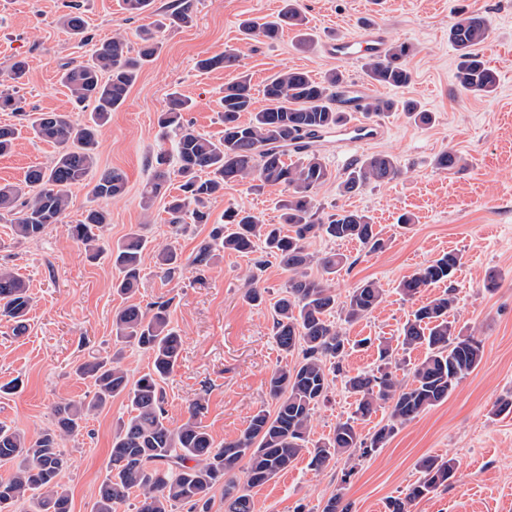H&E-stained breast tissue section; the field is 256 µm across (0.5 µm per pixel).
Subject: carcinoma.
Segmentation results:
<instances>
[{"instance_id":"obj_1","label":"carcinoma","mask_w":512,"mask_h":512,"mask_svg":"<svg viewBox=\"0 0 512 512\" xmlns=\"http://www.w3.org/2000/svg\"><path fill=\"white\" fill-rule=\"evenodd\" d=\"M298 32V45L313 43L306 32L305 16L299 0H284L276 19L258 23L246 20L242 29L248 36L277 40L284 29ZM489 37L485 16L463 9L457 12L448 38L457 50L456 80L475 96H488L497 87V75L477 46ZM159 50L155 33L144 28L139 47L131 54L124 37L93 45L90 59L64 66L61 83L67 88L75 108L90 110V119L81 122L68 112H28L25 101L15 93L0 90V110H8L22 120L40 140L52 143L56 155L47 167L33 166L18 185L0 187V220L12 225L15 238L34 241L46 229L61 221L71 204L70 190L82 185L96 171L98 127L120 108L141 68ZM410 47L405 43L387 44L384 55L364 58L368 78L384 88L404 87L413 80L406 64ZM238 55L228 50L197 61L198 69H232ZM345 83L342 72L332 70L317 80L307 72L282 70L269 77L261 93L265 105L254 107L255 89L251 78L240 75L224 85L219 117L224 135L213 140L198 133L185 118L191 101L178 91L168 95L165 107L157 113V125L174 136L175 158L159 153L154 173L141 193L144 208L161 196L167 178L166 167L173 164L181 177L179 193L170 196L166 212L175 232L186 229L185 219L205 224L207 204L224 194V186L248 183L250 189L281 186L287 197L279 201L280 223L265 224L246 208L224 210V223L215 225L209 240L202 243L191 265L203 267L222 248L249 255L261 251L288 272L285 295L273 304V336L280 351L294 353L299 360L290 368L278 366L267 379L269 394L275 400L274 412L254 414L242 435L215 446L211 435L193 420L177 428L166 422L162 382L178 366L182 339L171 326L170 301H155L148 307L128 305L113 318L114 341L132 343L147 352L151 368L130 382L117 357L94 356L78 364L76 374L93 381L92 395L68 400L53 408L55 428L28 439L19 430L0 423V467L10 466L9 476L0 478V512H71V499L59 478L67 464L61 440L83 428L88 417L115 397L129 401L130 415L120 420L112 436L109 457L110 476L99 486L94 512H116L130 492H137L135 512H210V493L217 482L246 463L245 484L230 479L224 483V512H253L250 489L262 486L288 468L301 456L309 455L315 472L327 468L343 454L360 452L369 456L383 447L397 427L443 403L459 382L483 358L481 340L465 336L451 318L456 297L453 288L427 301L403 327V349L425 350L424 358L413 366L404 382L391 369L394 349L377 345L381 365L372 372L351 374L343 369L349 341L341 327L331 320L337 312L347 324L369 316L384 298V289L375 281L354 288L346 300L338 299L331 276L348 261L341 253L317 255L309 251L310 241L327 237L336 241L358 242L372 251L383 247L380 232L371 216L359 210L340 209L326 214L317 203V190L332 173L324 158L302 143L305 136L327 133L346 125L351 114L336 107V92ZM402 109L418 126H430L435 115L412 100L397 102L374 98L364 104L363 117L373 121ZM250 114L246 122L243 114ZM17 127L0 125V155L8 153L16 139ZM298 159L287 162L288 153ZM461 161L460 155L444 150L435 158V168L448 171ZM401 175L393 156L371 153L355 159L345 170L341 192L356 195L368 187L389 184ZM127 180L118 169L98 173L92 187L96 198H117L126 193ZM107 214L87 210L83 219L69 226L70 236L96 260L108 255L120 273L113 284L119 295L136 291L144 253L149 240L140 229L131 230L115 247L102 242ZM289 230H284V227ZM157 263L167 273L181 265V254L170 242L155 251ZM462 256L455 251L442 253L399 282L398 290L414 299L424 289L451 280ZM318 266L323 277L309 273ZM245 298L257 305L265 302L267 290L258 278L249 277ZM31 305L26 284L12 271L0 269V316L25 329ZM344 379L346 388L358 396L354 412L336 424L332 436L309 445L311 421L319 404L328 396L329 375ZM388 409L387 423L371 434H363L359 423L380 408ZM452 459H427L420 477L402 497L388 502V512H408L415 500L448 486L455 475Z\"/></svg>"}]
</instances>
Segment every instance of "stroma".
<instances>
[{
	"mask_svg": "<svg viewBox=\"0 0 512 512\" xmlns=\"http://www.w3.org/2000/svg\"><path fill=\"white\" fill-rule=\"evenodd\" d=\"M178 2L155 0L151 13L131 18L122 0H0V90L15 89L28 109L37 112L70 109L60 70L90 54L89 45L63 24L72 4H79L94 39L119 33L134 49L138 30L155 25L160 41L125 103L98 130V167L121 169L127 177L126 194L103 200L93 198L88 186L73 187L64 221L50 225L35 241L14 242L10 225L0 221V267L18 274L33 298L24 333H15L10 322L0 320V383L15 378L23 382L15 393L0 396V422L31 439L50 428L55 403L83 398L90 389L74 365L112 352L116 312L130 304L147 306L160 297L170 299L171 322L183 341L180 364L164 385L169 425L196 418L220 445L237 438L259 410H273L266 380L276 366L295 362L280 352L272 332L271 304L281 296L287 273L275 261L262 268L260 284L268 290L267 302L257 306L244 297L252 258L219 250L201 270L188 259L208 239L212 225L223 223L227 208L243 207L265 223H279L283 188L254 192L244 184L227 186L223 196L210 202L208 223L188 225L178 236L163 200L143 210L140 192L153 174L151 160L173 149L172 138L156 125V114L170 92L190 97L193 107L187 119L197 131L218 139L224 131L219 99L236 72L249 74L259 90L268 77L288 68L317 79L339 70L348 83L364 85L366 98L413 99L436 117L432 126L423 128L394 111L380 118L382 134L375 142L347 154L339 152L332 138L319 146L334 175L318 191L320 206L327 212H366L384 242L374 252L325 237L310 243L311 252L347 256L333 281L339 298L368 280L385 290L380 306L347 326L346 333L353 340L371 336L396 342L419 306L399 294L398 283L439 254L455 251L462 264L451 284L428 288L424 298L454 288L453 315L458 326L482 341L483 359L445 402L398 427L371 455L339 457L321 472L310 470L303 456L288 471L253 488L254 512H322L337 494L350 512H387V501L416 480L419 463L428 456L453 459L456 475L448 486L416 500L409 512H512V413L493 412L498 399L512 397V0H301L316 37L306 50L297 47L289 29L273 42L241 31L243 20L275 16L282 0H191L193 20L185 26L169 20ZM463 6L490 23V38L480 51L496 71L498 85L488 97L465 92L456 83L457 52L448 29ZM367 21L382 28L387 41L410 46L407 63L414 79L408 86L370 84L361 60L325 53V42L353 38ZM227 50L237 53V70L197 69L198 59ZM20 59L27 63L26 74L16 82L9 67ZM448 148L461 155L460 165L436 170V155ZM54 152L52 144L20 128L11 152L0 156V185L21 183L30 166L49 165ZM374 152L392 155L401 176L351 197L343 195L338 176L354 158ZM89 208L107 212L104 236L110 243L138 226L151 244L176 240L182 266L166 277L153 252H146L137 291L117 295L112 283L118 272L109 259L88 260L69 233ZM404 212L413 218L406 228L396 223ZM491 274L498 286L489 292L484 282ZM355 401L342 378L333 379L327 401L313 416L311 440L331 436L337 422L354 410ZM128 414L127 400L114 398L88 418L78 435L63 440L68 465L60 482L71 497L72 512H93L98 488L108 475L113 429Z\"/></svg>",
	"mask_w": 512,
	"mask_h": 512,
	"instance_id": "1",
	"label": "stroma"
}]
</instances>
